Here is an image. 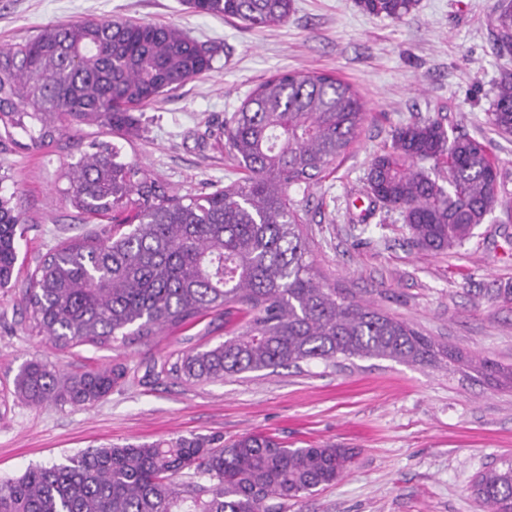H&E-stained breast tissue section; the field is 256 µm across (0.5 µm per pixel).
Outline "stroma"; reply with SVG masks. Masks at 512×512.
Returning <instances> with one entry per match:
<instances>
[{
    "instance_id": "35a3bbf8",
    "label": "stroma",
    "mask_w": 512,
    "mask_h": 512,
    "mask_svg": "<svg viewBox=\"0 0 512 512\" xmlns=\"http://www.w3.org/2000/svg\"><path fill=\"white\" fill-rule=\"evenodd\" d=\"M496 4L419 0L395 22L365 14L354 0H295L283 24L249 28L194 13L185 0H0V45L32 39L50 23L123 19L178 27L214 52L208 75L134 111V135L82 124L40 153L0 145L9 175L0 193L12 195L28 220L16 284L0 289V480L107 444L262 431L292 448L334 443L355 453L340 480L289 502L288 512H486L472 482L512 459V391L443 368L376 359L221 382L158 379L153 367L162 359L223 341L222 312L125 347L58 350L29 331L21 296L39 256L98 227L68 202L61 177L89 143L115 145L123 160L180 194L209 192L242 176L221 130L250 91L279 70L327 72L356 89L368 117L349 154L310 192L288 190L308 204L321 281L462 351L512 364V136L486 122L496 82L512 72V57L495 50ZM416 117L488 142L508 190L470 241L441 254L416 248L397 215L356 221L373 158L395 126ZM34 358L66 372L121 365L127 375L94 406L36 407L11 394L19 368Z\"/></svg>"
}]
</instances>
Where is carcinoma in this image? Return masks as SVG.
Here are the masks:
<instances>
[{
	"instance_id": "carcinoma-1",
	"label": "carcinoma",
	"mask_w": 512,
	"mask_h": 512,
	"mask_svg": "<svg viewBox=\"0 0 512 512\" xmlns=\"http://www.w3.org/2000/svg\"><path fill=\"white\" fill-rule=\"evenodd\" d=\"M194 11L249 27L283 23L294 0H186ZM363 12L402 21L417 0H356ZM494 42L512 54V0H498ZM211 56L180 30L122 20L48 24L0 47V128L39 152L63 130L132 127L131 112L207 74ZM353 87L330 73L278 71L258 83L229 121L225 144L245 176L222 189L180 195L118 149L92 143L64 167L81 215H125L72 238L36 263L22 304L29 330L59 348L143 341L224 311L245 322L224 341L165 359L156 377L215 382L314 361L384 359L445 366L512 390V365L466 354L315 273L294 185L310 188L350 150L366 120ZM487 123L512 135V73L502 75ZM504 180L489 145L448 135L439 119L396 127L366 174L368 213H396L422 250L439 253L474 236L501 202ZM27 219L0 196V288L11 285ZM126 376L122 366L62 373L24 363L14 392L28 404L91 407ZM353 457L334 445L290 448L249 433L227 444L179 436L88 448L59 464L32 465L0 482V512H288V502L338 480ZM487 512H512V460L477 476Z\"/></svg>"
}]
</instances>
